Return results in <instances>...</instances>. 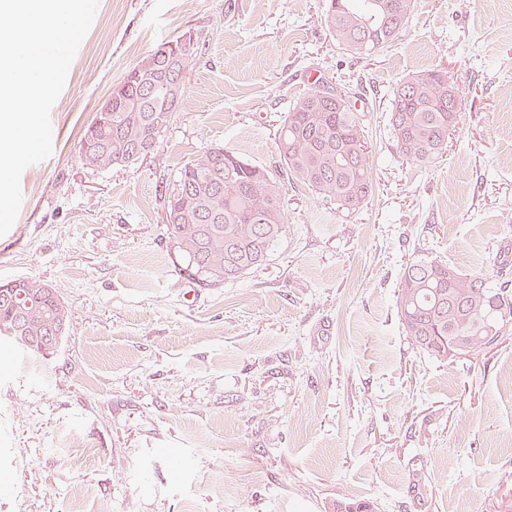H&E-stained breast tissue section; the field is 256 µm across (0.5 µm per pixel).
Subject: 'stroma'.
<instances>
[{"mask_svg":"<svg viewBox=\"0 0 512 512\" xmlns=\"http://www.w3.org/2000/svg\"><path fill=\"white\" fill-rule=\"evenodd\" d=\"M325 0H99L53 105L51 155L21 176L0 282L31 277L69 311L38 371L0 350V512H499L512 501V328L456 360L398 313L424 254L468 275L512 263V0H415L356 59ZM192 33L187 91L157 151L108 171L78 143L157 44ZM442 70L462 93L448 153L398 155L390 92ZM364 103L374 192L349 214L286 181L288 228L243 278L196 288L165 233L179 169L221 144L278 160L310 75ZM195 290L196 302L183 298Z\"/></svg>","mask_w":512,"mask_h":512,"instance_id":"stroma-1","label":"stroma"}]
</instances>
